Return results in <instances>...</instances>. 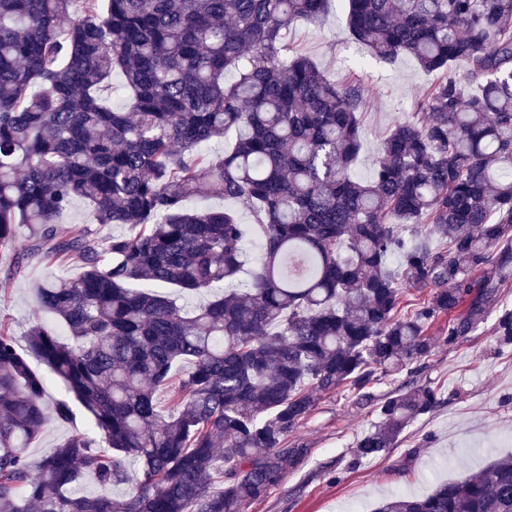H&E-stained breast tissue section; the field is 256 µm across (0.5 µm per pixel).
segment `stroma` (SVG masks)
<instances>
[{
    "instance_id": "stroma-1",
    "label": "stroma",
    "mask_w": 512,
    "mask_h": 512,
    "mask_svg": "<svg viewBox=\"0 0 512 512\" xmlns=\"http://www.w3.org/2000/svg\"><path fill=\"white\" fill-rule=\"evenodd\" d=\"M289 55L317 62L329 79L357 78L367 108L362 115L363 148L357 175L368 177L388 129L413 112L434 81L409 58L384 63L370 56L350 35L342 0H331L322 20L297 27L288 37ZM80 270L55 257L33 260L7 291L0 292V321L11 326L19 346L36 321L53 322L40 310L36 290L46 279L74 278ZM437 387L442 404L415 420L382 459L350 466L360 433L376 420L357 410L347 390L324 395L311 418L290 439L310 448L308 461L289 471L246 512H373L392 496H421L447 481H461L489 462L512 454V351L498 352L490 324L467 340L437 348L421 373ZM93 430L90 416L75 407L68 422L47 421L29 448L42 455L60 438Z\"/></svg>"
}]
</instances>
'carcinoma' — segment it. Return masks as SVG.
<instances>
[{
  "mask_svg": "<svg viewBox=\"0 0 512 512\" xmlns=\"http://www.w3.org/2000/svg\"><path fill=\"white\" fill-rule=\"evenodd\" d=\"M73 2L0 0V248L14 251L0 288L41 255L81 269L37 288L68 339L39 323L22 352L0 323V512H245L308 457L288 436L319 396L346 389L376 413L352 463L380 459L441 403L417 380L437 344L494 312L497 348L512 347V0H344L372 56L444 75L366 179L361 84L282 59L328 0ZM218 139L224 154H208ZM203 191L253 217L245 284L244 225L189 207ZM76 200L129 232L61 233ZM179 293L208 299L187 310ZM30 355L65 397L44 400ZM74 402L100 437L30 458ZM88 472L96 493L80 488ZM374 512H512V459Z\"/></svg>",
  "mask_w": 512,
  "mask_h": 512,
  "instance_id": "carcinoma-1",
  "label": "carcinoma"
}]
</instances>
